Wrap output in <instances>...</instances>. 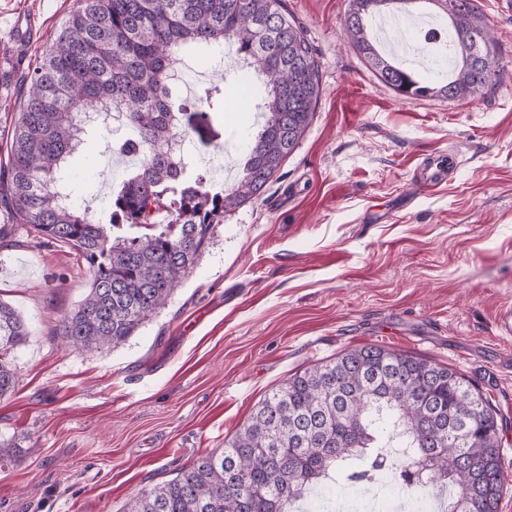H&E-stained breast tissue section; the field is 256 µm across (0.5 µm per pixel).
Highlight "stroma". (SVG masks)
I'll use <instances>...</instances> for the list:
<instances>
[{"label": "stroma", "mask_w": 512, "mask_h": 512, "mask_svg": "<svg viewBox=\"0 0 512 512\" xmlns=\"http://www.w3.org/2000/svg\"><path fill=\"white\" fill-rule=\"evenodd\" d=\"M74 0H0V163L18 118L12 78L34 67ZM316 51L321 94L311 125L264 191L216 226L166 306L127 341L92 353L65 345L60 320L89 274L70 246L37 236L0 207V300L22 317L17 379L0 398V512H123L202 452L223 447L266 393L342 352L378 344L454 369L498 413L512 512V0H475L502 69L461 98H403L369 69L344 30L349 0H285ZM187 153L207 180L239 163L229 140L258 100L236 75L196 77ZM117 135L91 126L74 201L108 217L125 166L103 180ZM454 155L447 181L421 170Z\"/></svg>", "instance_id": "stroma-1"}]
</instances>
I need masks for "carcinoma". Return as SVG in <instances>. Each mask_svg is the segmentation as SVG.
I'll return each instance as SVG.
<instances>
[{
    "label": "carcinoma",
    "mask_w": 512,
    "mask_h": 512,
    "mask_svg": "<svg viewBox=\"0 0 512 512\" xmlns=\"http://www.w3.org/2000/svg\"><path fill=\"white\" fill-rule=\"evenodd\" d=\"M414 0H350L345 29L375 76L405 98L481 94L500 75L486 68L491 35L473 0L450 19L454 40L436 46L451 78L431 84L371 35L381 13ZM234 44L262 79L260 129L233 135L245 158L220 191L190 172L175 148L184 107L171 97L180 56ZM19 117L0 168V204L19 224L75 249L88 292L58 324L67 346L125 342L165 306L224 214L259 195L311 124L320 96L314 50L283 0H77L41 61L17 79ZM118 113L131 135L120 151L141 157L112 191L108 221L57 186L81 143L87 108ZM174 219L164 222V216ZM27 329L0 301V397L16 385L13 351ZM497 412L452 369L368 344L296 373L254 407L224 447L142 490L124 512H290L336 475L361 484L393 474L408 491L454 490L447 512H498L505 474Z\"/></svg>",
    "instance_id": "cac0c4a2"
}]
</instances>
